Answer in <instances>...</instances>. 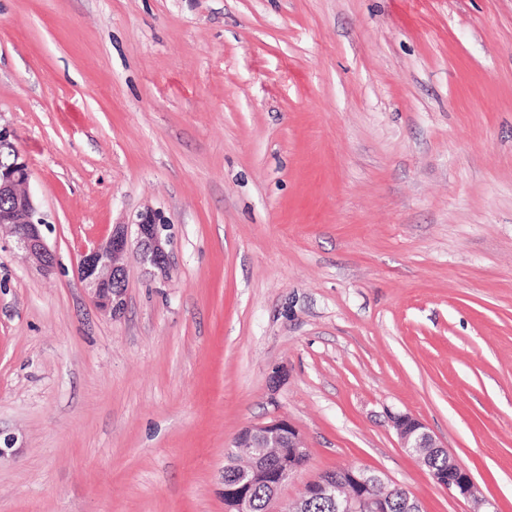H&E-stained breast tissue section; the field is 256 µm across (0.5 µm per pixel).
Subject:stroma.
<instances>
[{
  "instance_id": "stroma-1",
  "label": "stroma",
  "mask_w": 512,
  "mask_h": 512,
  "mask_svg": "<svg viewBox=\"0 0 512 512\" xmlns=\"http://www.w3.org/2000/svg\"><path fill=\"white\" fill-rule=\"evenodd\" d=\"M0 126L57 265L0 235V512H226L242 428L423 512L420 419L512 512V0H0ZM145 210L101 311L80 254ZM167 228L156 212L147 210L137 214L130 224L113 225L106 240L84 249L78 265L79 278L100 309L112 316L123 310L124 290L114 285L126 279L127 270L120 260L129 250L135 251L145 272L153 276L167 274Z\"/></svg>"
}]
</instances>
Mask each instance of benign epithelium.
<instances>
[{"mask_svg": "<svg viewBox=\"0 0 512 512\" xmlns=\"http://www.w3.org/2000/svg\"><path fill=\"white\" fill-rule=\"evenodd\" d=\"M31 170L27 159L15 151L12 162L0 164V227L7 226L18 249L25 258L43 272H49L56 263L55 253L48 247L41 227L45 220L41 216L27 185ZM167 225L161 223L159 215L147 210L137 214L129 224L112 225L111 235L81 254L78 274L84 287L100 309L117 315L124 307V290L115 287L125 281L126 267L121 258L134 250L145 272L156 276L169 270L165 234ZM391 424L400 440L401 447L418 454L425 449L442 453L431 432L418 419L409 414L391 417ZM238 453L249 456L247 466L240 468L236 478L224 482V505L228 512H247L253 489L265 488L268 503H273L281 486L295 477L309 456L299 431L283 419L249 426L243 429L234 441ZM290 450L283 457L281 449ZM437 485L465 499H472L484 507L483 512H492V503L477 495V487L470 470L454 457H448L447 476L434 478ZM372 484H384L382 477L365 468L339 467L325 472L308 482L300 500L280 512H305L304 504L316 498H326L332 512H387L385 496H370L366 489Z\"/></svg>", "mask_w": 512, "mask_h": 512, "instance_id": "1", "label": "benign epithelium"}]
</instances>
